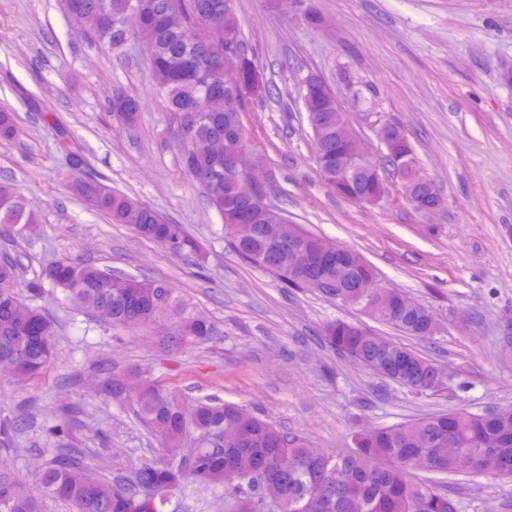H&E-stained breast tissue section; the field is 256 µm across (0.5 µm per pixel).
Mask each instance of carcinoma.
Segmentation results:
<instances>
[{"mask_svg": "<svg viewBox=\"0 0 512 512\" xmlns=\"http://www.w3.org/2000/svg\"><path fill=\"white\" fill-rule=\"evenodd\" d=\"M65 7L92 40L114 51L123 47L120 23L125 14L132 8L139 11L135 38L151 48L155 86L182 128L177 136L181 164L202 185L208 205L224 221L228 244L242 260L289 288H313L358 307L406 336L434 338L432 311L421 305L402 314L381 301L371 288L376 271L359 253L348 249L340 265L325 268L315 257L329 252L333 243L251 203L241 179L211 180V174L224 167V155L232 151L235 139L230 133L239 123V112L233 106L217 114L194 112L192 106L220 82L224 44H236L242 59L252 63L234 0H65ZM308 79L304 108L322 175L330 184L336 179V150L348 147L350 131L336 122V101L319 75L311 73ZM112 111L134 125L141 104L120 93L112 98ZM382 132L391 148L385 163L399 157L407 166H417L414 148L399 126L384 124ZM15 135L12 112L1 108L0 139ZM344 180L347 185L337 195L348 200H366L378 190L377 176L369 168L355 167ZM75 189L94 200V209L112 223L129 224L165 248L174 242L181 256L198 252L184 225L166 220L155 209L86 176L76 181ZM419 196L434 211L444 204L429 179ZM37 222L25 198L0 185V227L19 232ZM17 278V264L0 259V361L31 375L50 362L57 330L44 312L14 291ZM46 282L114 328L150 326L168 315L182 317L179 325L154 339L165 352H177L188 341H208L216 333L207 319L183 315L176 288L165 281L59 260L26 283L29 295L39 296ZM32 336L44 338L43 351L27 350ZM322 336L330 348L360 361L382 380L415 393L441 387L433 360L353 322H329ZM102 373L103 399L131 402L159 438L162 454L125 476L113 477L99 465L97 454L62 443L45 466L42 492L68 503L71 512H165L172 499L180 503L199 488L219 492L214 503L224 504V512H460L459 500L442 487L444 479L512 477V406L477 413L455 410L451 422L437 414L380 426L371 433L360 429L349 453L334 454L312 447L242 405L205 398L188 407L179 390L146 376L133 377L110 366ZM78 412L76 405L60 410L53 433L65 437ZM22 427L21 419L1 413L0 447L11 446ZM449 444L462 453H443L441 448ZM414 470L435 479L416 482L410 478ZM0 512H37L33 496L8 470H0Z\"/></svg>", "mask_w": 512, "mask_h": 512, "instance_id": "carcinoma-1", "label": "carcinoma"}]
</instances>
